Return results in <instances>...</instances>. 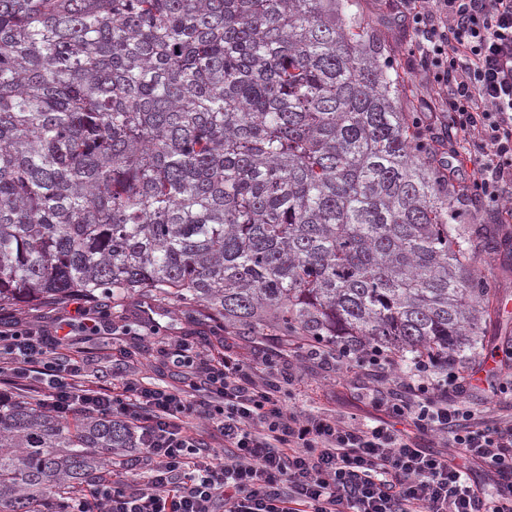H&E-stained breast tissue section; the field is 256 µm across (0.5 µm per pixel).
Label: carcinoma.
Masks as SVG:
<instances>
[{"label": "carcinoma", "instance_id": "1", "mask_svg": "<svg viewBox=\"0 0 512 512\" xmlns=\"http://www.w3.org/2000/svg\"><path fill=\"white\" fill-rule=\"evenodd\" d=\"M405 93L360 0H0V308L137 296L284 346L476 351L475 254L509 245L461 223ZM134 443L0 404V503L57 512Z\"/></svg>", "mask_w": 512, "mask_h": 512}]
</instances>
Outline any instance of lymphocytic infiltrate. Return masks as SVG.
Returning <instances> with one entry per match:
<instances>
[{
    "label": "lymphocytic infiltrate",
    "mask_w": 512,
    "mask_h": 512,
    "mask_svg": "<svg viewBox=\"0 0 512 512\" xmlns=\"http://www.w3.org/2000/svg\"><path fill=\"white\" fill-rule=\"evenodd\" d=\"M419 59L451 123L473 150L472 186L486 204L512 197V0H403ZM72 311L43 326L0 327V400L18 392L67 420L109 415L130 425L127 465L144 480L106 478L72 493L64 512H512V419L475 425L456 371L415 362L401 392L375 390L379 418L363 423L287 407L265 378L274 355L250 363L225 351L174 355L181 386L121 375L94 384L72 356L80 338L107 336V310L71 295ZM203 418L224 441L216 452L197 429ZM446 445L425 448L417 433ZM504 493L489 503L477 469Z\"/></svg>",
    "instance_id": "f902f5d3"
}]
</instances>
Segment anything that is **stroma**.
<instances>
[{
  "mask_svg": "<svg viewBox=\"0 0 512 512\" xmlns=\"http://www.w3.org/2000/svg\"><path fill=\"white\" fill-rule=\"evenodd\" d=\"M369 22L388 33L397 62L414 65L407 91L411 103L418 106L434 99L429 78L418 68V57L411 51L410 22L398 5L373 8ZM475 267L486 279L500 285L498 321L501 330L512 337V270L490 258L477 259ZM99 303L110 310L112 333L89 339L83 345V356L93 369L103 371L109 378L119 375L128 366L153 383L163 386L177 383L178 370L172 364L171 355L184 342L205 355L220 356L229 347L250 361L261 360L270 346L268 337L228 336L215 328L205 315L171 305L146 312L135 299L116 306L111 297L106 296L100 298ZM146 316L160 325L159 335H148L146 328L140 327V319ZM459 368L467 386V402L478 417L491 419L512 415V396L499 389L501 382L512 380V346L487 344L479 350L476 361H462ZM271 377L288 380L286 404L296 410L335 413L358 421L375 414L370 391L377 381L368 369L346 367L332 359H315L292 346L287 357L272 370Z\"/></svg>",
  "mask_w": 512,
  "mask_h": 512,
  "instance_id": "1",
  "label": "stroma"
}]
</instances>
